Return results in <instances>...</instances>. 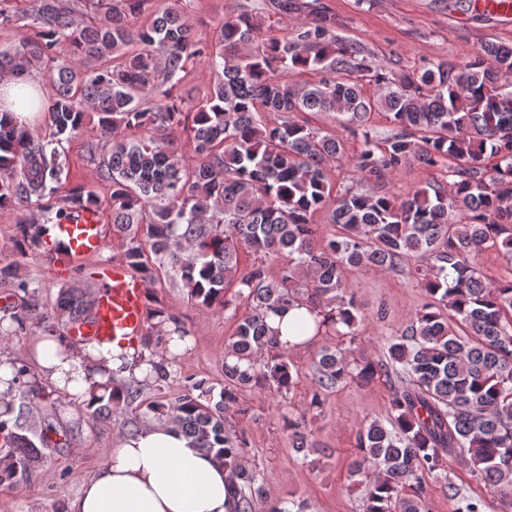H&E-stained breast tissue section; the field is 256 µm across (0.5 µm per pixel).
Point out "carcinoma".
I'll use <instances>...</instances> for the list:
<instances>
[{"label":"carcinoma","instance_id":"1","mask_svg":"<svg viewBox=\"0 0 512 512\" xmlns=\"http://www.w3.org/2000/svg\"><path fill=\"white\" fill-rule=\"evenodd\" d=\"M149 2L97 0L100 16L84 20L69 0H40L38 37L0 51V77L40 69L54 88L43 137L0 112V210L20 211V255L45 248L46 225L67 219L73 206L106 207L122 261L140 278L156 280L159 263L195 305L244 308L225 352L237 363L224 362L219 394L195 380L175 400L139 411L224 463L238 512H255L264 492L241 464L247 437L227 428V417L242 412L245 392L285 401L297 384L269 315L303 301L322 314L324 334L352 336L360 307L345 270L406 269L430 302L386 338L378 360L351 358L339 343L322 349L309 408L321 409L323 391L348 379L390 381L387 417L359 429L349 468L368 483L362 512H425V486L446 455L466 459L486 487L512 499V278L491 280L475 264L490 245L512 265V45L487 43L460 64L431 62L391 78L368 63L363 47L336 36L330 16L299 0H272L287 17L309 14L279 35H261L249 9L225 16L210 39L194 29L190 0H165L138 23ZM202 61L215 80L186 101L175 88ZM291 73L317 80L292 83ZM305 112L344 116L359 149L347 154L336 133L297 119ZM374 112L389 121L383 136L368 125ZM89 113L107 153L106 198L83 187L61 193L69 175L63 143ZM345 159L363 184H381L410 164L440 177L401 199L378 188L337 189L331 171ZM320 213L326 232L315 221ZM273 262L281 263L274 275ZM0 285L11 288L0 307L8 322L2 342L33 328L38 312L19 262L0 263ZM93 306L83 289L60 288L65 328ZM163 322L172 330L163 332ZM147 323L144 346L161 358L147 378L163 382L176 357L166 336L182 340L188 331L178 316L150 306ZM7 385L36 416L12 406L0 419V483L26 472L58 435L54 393L16 362ZM132 394V382L114 378L91 392L86 409L104 421L120 417ZM281 420L295 452L315 451L306 415L288 411ZM448 501L452 512H484L483 500L451 485Z\"/></svg>","mask_w":512,"mask_h":512}]
</instances>
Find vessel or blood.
Instances as JSON below:
<instances>
[{"instance_id": "1", "label": "vessel or blood", "mask_w": 512, "mask_h": 512, "mask_svg": "<svg viewBox=\"0 0 512 512\" xmlns=\"http://www.w3.org/2000/svg\"><path fill=\"white\" fill-rule=\"evenodd\" d=\"M53 236L61 270L73 269L102 252V215L93 208H74L68 219L54 225ZM147 288L126 265L113 263L97 292L91 322L73 332V341L138 343L146 328Z\"/></svg>"}]
</instances>
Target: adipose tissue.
<instances>
[{
	"mask_svg": "<svg viewBox=\"0 0 512 512\" xmlns=\"http://www.w3.org/2000/svg\"><path fill=\"white\" fill-rule=\"evenodd\" d=\"M38 80L0 79L18 125L30 128L42 96ZM316 314L294 306L269 315L279 346L295 349L315 330ZM29 357L43 383L66 400L83 403L90 389L114 377H142L150 370L146 351L104 344L72 347L58 337L40 336ZM228 472L212 456L165 423L154 421L120 438L106 461L86 480L66 512H235L227 493Z\"/></svg>",
	"mask_w": 512,
	"mask_h": 512,
	"instance_id": "1",
	"label": "adipose tissue"
}]
</instances>
